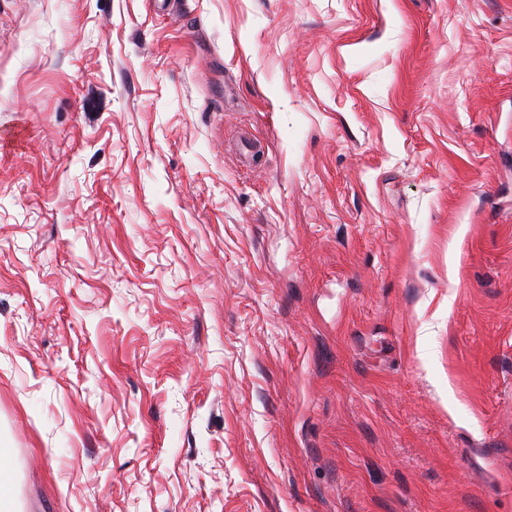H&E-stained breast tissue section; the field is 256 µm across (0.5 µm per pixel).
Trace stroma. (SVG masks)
<instances>
[{"label":"stroma","mask_w":512,"mask_h":512,"mask_svg":"<svg viewBox=\"0 0 512 512\" xmlns=\"http://www.w3.org/2000/svg\"><path fill=\"white\" fill-rule=\"evenodd\" d=\"M16 512H512V0H0Z\"/></svg>","instance_id":"obj_1"}]
</instances>
